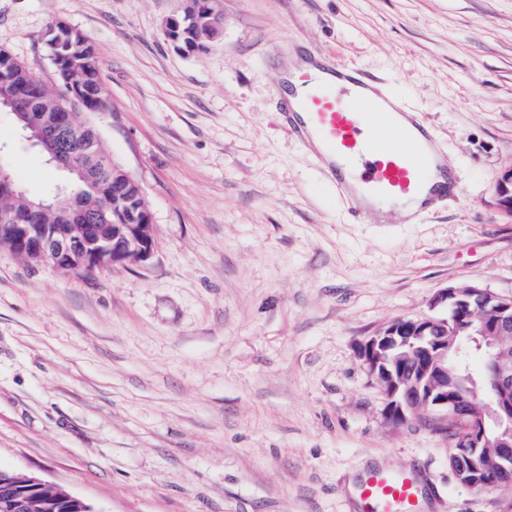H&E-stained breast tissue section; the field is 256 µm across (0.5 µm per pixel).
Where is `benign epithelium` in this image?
Returning a JSON list of instances; mask_svg holds the SVG:
<instances>
[{
	"instance_id": "benign-epithelium-1",
	"label": "benign epithelium",
	"mask_w": 512,
	"mask_h": 512,
	"mask_svg": "<svg viewBox=\"0 0 512 512\" xmlns=\"http://www.w3.org/2000/svg\"><path fill=\"white\" fill-rule=\"evenodd\" d=\"M22 130L29 139L48 147L51 160L62 169L88 174V164L75 159L77 141L95 142L94 126L79 120L77 112H55L49 120L22 113ZM112 210L75 197L57 206L56 223L33 224V212H0V245L35 265L50 263L59 272L88 274L114 266L148 261L158 246L156 225L143 203L142 188L119 164H112ZM445 306L458 321L457 331H473L479 346L490 354L512 335V297L500 296L476 286L438 290L431 307ZM461 351L459 336L448 335V321L434 318L399 320L370 337L360 348L367 374L381 386L386 412L394 422L418 418L423 412L450 418L471 416L467 401L451 396L448 358ZM496 448L495 464L512 466V367L499 364L486 414L465 422L450 464L458 481L473 487L481 449ZM4 490L0 512H30L31 499L46 491L44 512H87L88 505L60 486L34 476L20 483L0 472Z\"/></svg>"
}]
</instances>
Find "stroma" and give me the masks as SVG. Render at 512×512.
<instances>
[{
	"label": "stroma",
	"mask_w": 512,
	"mask_h": 512,
	"mask_svg": "<svg viewBox=\"0 0 512 512\" xmlns=\"http://www.w3.org/2000/svg\"><path fill=\"white\" fill-rule=\"evenodd\" d=\"M188 0H0V47L47 83L60 22L94 44L89 114L142 186L144 264L64 276L0 247V469L93 512H354L349 484L419 469L430 512H512L475 490L435 417L395 424L358 352L442 288L512 296V0H210L208 50L166 21ZM359 63L430 125L459 188L406 223L352 224L292 138L288 47ZM0 164L30 195L64 177L0 112Z\"/></svg>",
	"instance_id": "obj_1"
}]
</instances>
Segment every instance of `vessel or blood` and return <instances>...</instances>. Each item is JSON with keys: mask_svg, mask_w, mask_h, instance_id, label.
Masks as SVG:
<instances>
[{"mask_svg": "<svg viewBox=\"0 0 512 512\" xmlns=\"http://www.w3.org/2000/svg\"><path fill=\"white\" fill-rule=\"evenodd\" d=\"M296 79L300 98L284 101L289 133L314 149L315 162L347 205L351 223H365L370 199L422 196L433 210L448 196L447 185L427 186L433 137L415 111L392 97L380 78L363 67L326 57L310 58ZM428 487L419 471L385 464L368 467L352 497L365 512H424Z\"/></svg>", "mask_w": 512, "mask_h": 512, "instance_id": "obj_1", "label": "vessel or blood"}]
</instances>
